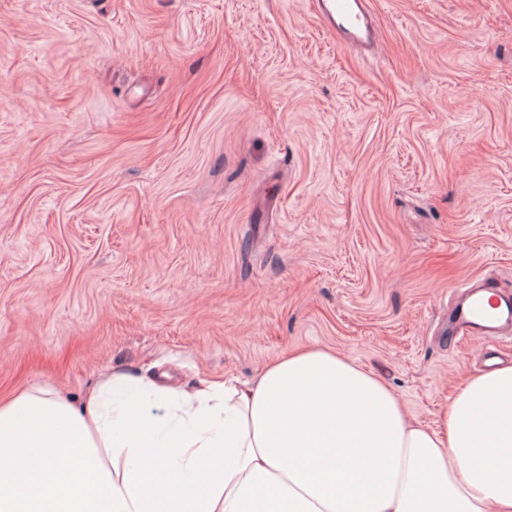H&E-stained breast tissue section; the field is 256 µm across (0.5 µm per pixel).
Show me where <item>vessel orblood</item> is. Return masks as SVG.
I'll list each match as a JSON object with an SVG mask.
<instances>
[{
	"instance_id": "1",
	"label": "vessel or blood",
	"mask_w": 512,
	"mask_h": 512,
	"mask_svg": "<svg viewBox=\"0 0 512 512\" xmlns=\"http://www.w3.org/2000/svg\"><path fill=\"white\" fill-rule=\"evenodd\" d=\"M324 10L337 33L352 45H363L364 13L359 0H326ZM481 288L469 286L466 298L454 309L453 324L468 333L484 336L496 335L502 326H512V297L484 299Z\"/></svg>"
}]
</instances>
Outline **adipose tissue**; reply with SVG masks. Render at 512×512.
Returning <instances> with one entry per match:
<instances>
[{"instance_id":"obj_1","label":"adipose tissue","mask_w":512,"mask_h":512,"mask_svg":"<svg viewBox=\"0 0 512 512\" xmlns=\"http://www.w3.org/2000/svg\"><path fill=\"white\" fill-rule=\"evenodd\" d=\"M0 512H512V365L436 426L337 351L175 391L124 371L80 402H0Z\"/></svg>"}]
</instances>
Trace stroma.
<instances>
[{"label": "stroma", "instance_id": "35a3bbf8", "mask_svg": "<svg viewBox=\"0 0 512 512\" xmlns=\"http://www.w3.org/2000/svg\"><path fill=\"white\" fill-rule=\"evenodd\" d=\"M0 0V397L336 350L435 425L512 332V0ZM358 0H332L324 4L327 18L352 45L361 46L367 39L362 34L364 13ZM466 288L464 299L453 312L456 328L468 333L495 336L502 326H512V297H491L485 302L483 294L468 303L469 299L487 288L478 285Z\"/></svg>", "mask_w": 512, "mask_h": 512}]
</instances>
